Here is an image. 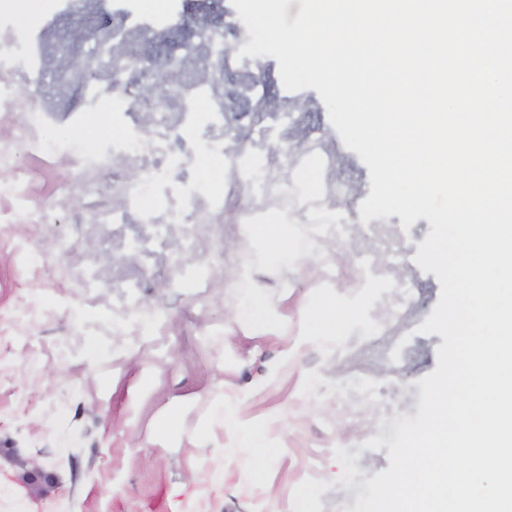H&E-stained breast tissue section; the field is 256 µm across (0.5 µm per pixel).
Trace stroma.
Masks as SVG:
<instances>
[{
  "mask_svg": "<svg viewBox=\"0 0 512 512\" xmlns=\"http://www.w3.org/2000/svg\"><path fill=\"white\" fill-rule=\"evenodd\" d=\"M26 16L21 38L40 48L41 77L26 107L52 105L48 137L79 131L99 139L97 121L131 137L150 128L149 108L123 111L132 91L100 78L97 101L87 102L56 69L73 54L71 21L117 32V47L179 59L176 85L207 84L197 25L223 30L239 51L249 43L232 0H7ZM263 73L260 84L251 77ZM224 121L189 112L181 155L206 151L234 160H260L239 188L222 222L214 192L198 167L160 168V176L187 182L201 202L196 252L181 272L175 250L144 262L130 243L151 235L148 217L162 201L154 187L133 198L115 196L111 174L84 194L115 208V224H91L58 192L60 178L78 182L75 159H29L33 198L51 207L45 224L0 222V512H353L366 483L390 466L389 443L402 418L416 417L419 379L437 367L441 335L418 328L431 315L441 286L415 263L431 230L427 219L403 229L399 216L362 222L370 173L331 125L318 92L286 91L278 62L243 57L228 65ZM306 200L287 209L294 255L272 259L249 237L243 218L263 219L267 193ZM337 210L346 223L333 234L311 236L308 218ZM391 231L393 268H365L375 231ZM318 250H311V243ZM216 281L188 287L196 264ZM93 269L100 286L84 294L76 279ZM145 286L129 295L131 278ZM321 293L355 306L359 316L343 335L304 333L303 311ZM274 307L288 333L276 336L232 324L233 311L256 302ZM141 314L133 316L131 305ZM153 387L142 394V378ZM247 427L262 430L264 445L244 448L241 432L215 423L220 395ZM177 409V438L164 440L157 418ZM213 439L199 447L203 426Z\"/></svg>",
  "mask_w": 512,
  "mask_h": 512,
  "instance_id": "stroma-1",
  "label": "stroma"
}]
</instances>
